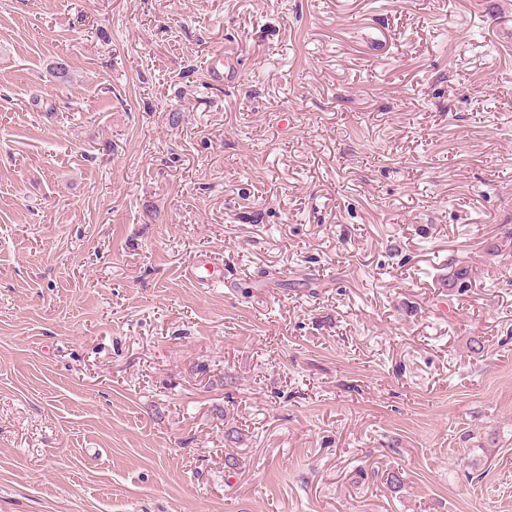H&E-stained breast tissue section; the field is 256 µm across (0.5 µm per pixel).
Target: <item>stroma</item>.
<instances>
[{"label": "stroma", "mask_w": 512, "mask_h": 512, "mask_svg": "<svg viewBox=\"0 0 512 512\" xmlns=\"http://www.w3.org/2000/svg\"><path fill=\"white\" fill-rule=\"evenodd\" d=\"M0 512H512V0H0Z\"/></svg>", "instance_id": "1"}]
</instances>
